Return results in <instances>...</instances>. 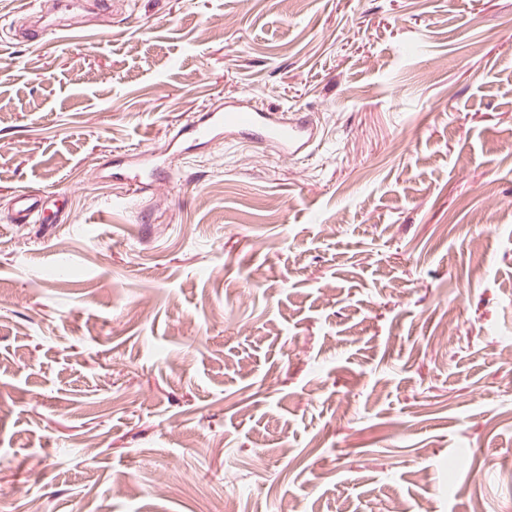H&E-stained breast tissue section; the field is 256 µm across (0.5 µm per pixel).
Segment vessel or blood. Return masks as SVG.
<instances>
[{
    "mask_svg": "<svg viewBox=\"0 0 512 512\" xmlns=\"http://www.w3.org/2000/svg\"><path fill=\"white\" fill-rule=\"evenodd\" d=\"M253 136L258 143L279 149L284 156H292L310 147L315 128L309 116H294L250 109L243 104H219L207 112L193 134L196 139L213 141L232 133ZM47 204L46 199L30 191L18 190L13 199L17 222L27 223Z\"/></svg>",
    "mask_w": 512,
    "mask_h": 512,
    "instance_id": "b4317fda",
    "label": "vessel or blood"
}]
</instances>
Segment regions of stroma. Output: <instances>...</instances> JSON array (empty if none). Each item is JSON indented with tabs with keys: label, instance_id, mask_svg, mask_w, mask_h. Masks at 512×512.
<instances>
[{
	"label": "stroma",
	"instance_id": "obj_1",
	"mask_svg": "<svg viewBox=\"0 0 512 512\" xmlns=\"http://www.w3.org/2000/svg\"><path fill=\"white\" fill-rule=\"evenodd\" d=\"M40 8L0 0V512H512V0ZM251 98L310 155H175ZM47 201L42 196L28 190H18L13 199V205L18 223H29L46 207Z\"/></svg>",
	"mask_w": 512,
	"mask_h": 512
}]
</instances>
